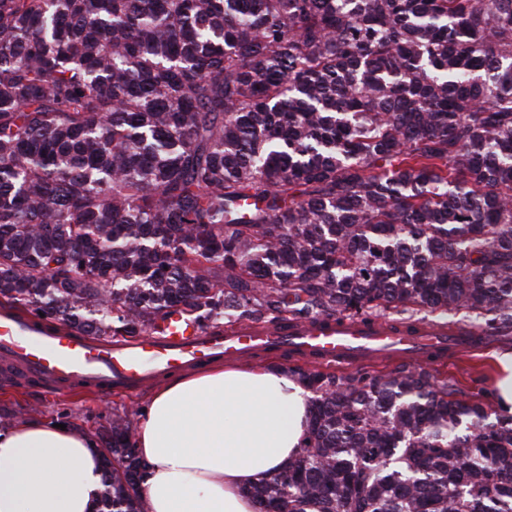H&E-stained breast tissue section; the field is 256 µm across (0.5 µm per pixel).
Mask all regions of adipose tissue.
I'll return each mask as SVG.
<instances>
[{
  "instance_id": "adipose-tissue-1",
  "label": "adipose tissue",
  "mask_w": 512,
  "mask_h": 512,
  "mask_svg": "<svg viewBox=\"0 0 512 512\" xmlns=\"http://www.w3.org/2000/svg\"><path fill=\"white\" fill-rule=\"evenodd\" d=\"M307 391L283 370L216 366L169 377L138 414L149 512H255L247 487L301 447ZM98 440L23 420L0 431V512H92Z\"/></svg>"
}]
</instances>
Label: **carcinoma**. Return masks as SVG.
<instances>
[{"instance_id": "obj_1", "label": "carcinoma", "mask_w": 512, "mask_h": 512, "mask_svg": "<svg viewBox=\"0 0 512 512\" xmlns=\"http://www.w3.org/2000/svg\"><path fill=\"white\" fill-rule=\"evenodd\" d=\"M182 323L454 316L512 340V0H0V309ZM258 512H512V416L439 368L290 366ZM93 512H147L132 414Z\"/></svg>"}]
</instances>
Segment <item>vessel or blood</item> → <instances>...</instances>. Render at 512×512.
<instances>
[{"label":"vessel or blood","instance_id":"obj_1","mask_svg":"<svg viewBox=\"0 0 512 512\" xmlns=\"http://www.w3.org/2000/svg\"><path fill=\"white\" fill-rule=\"evenodd\" d=\"M416 337L382 321L321 319L279 325L243 324L222 331L187 327L169 336H143L110 346L88 336L47 328L36 319L0 312V358L51 390L89 384L100 394L130 391L172 370L227 360L270 347L314 365L358 369L387 361L426 365L431 356L462 350L456 329L423 322Z\"/></svg>","mask_w":512,"mask_h":512}]
</instances>
